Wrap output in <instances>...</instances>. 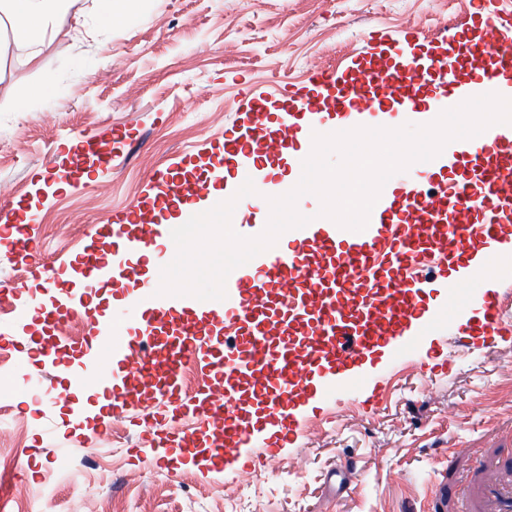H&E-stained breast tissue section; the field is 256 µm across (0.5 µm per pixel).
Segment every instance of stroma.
<instances>
[{
    "instance_id": "1",
    "label": "stroma",
    "mask_w": 512,
    "mask_h": 512,
    "mask_svg": "<svg viewBox=\"0 0 512 512\" xmlns=\"http://www.w3.org/2000/svg\"><path fill=\"white\" fill-rule=\"evenodd\" d=\"M448 25V0H140L128 20L101 26L92 0H78L36 61L0 37V200L34 203L31 260L0 240V357L23 379L40 369L57 387L75 353L33 363L40 336L30 314L32 265L78 252L94 225L140 200L144 183L171 157L218 139L239 121L249 85L302 84L309 71L338 68L373 32ZM107 52H99V43ZM53 78L58 94L39 92ZM127 141L112 170L84 185L40 192V176L83 136ZM421 365L394 376L378 407L339 390L332 414L317 415L248 481L206 471L187 458L156 460L140 398L98 414L78 399L16 390L0 401L13 423L0 452L15 461L0 512H488L489 486H512V347L457 352L446 372L434 336ZM118 432L122 454H107ZM359 475L333 492L325 473L340 462ZM57 490L44 505V485Z\"/></svg>"
}]
</instances>
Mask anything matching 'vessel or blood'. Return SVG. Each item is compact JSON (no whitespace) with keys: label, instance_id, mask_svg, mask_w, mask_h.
<instances>
[{"label":"vessel or blood","instance_id":"b4317fda","mask_svg":"<svg viewBox=\"0 0 512 512\" xmlns=\"http://www.w3.org/2000/svg\"><path fill=\"white\" fill-rule=\"evenodd\" d=\"M511 82L512 0H498L478 24L451 25L435 43H416L411 33H380L342 72L311 71L304 87L274 99L245 91L243 132H231L217 146L204 144L199 153H221L225 168L235 169L242 183L267 157L268 141L297 154L316 133L427 124L438 107L503 92ZM430 165L447 166V181L427 190L410 172L395 174L365 230L352 235L331 221L292 229L294 249L271 248L251 259L248 269L232 271L223 300L160 296L154 285H143L123 315L141 318L158 333L157 345L142 336L104 339V326L91 322L82 352L98 367L87 383L125 404L133 398L119 387L125 378L162 375L160 395L170 400L179 396L182 368L190 362L230 388L258 384L263 395L278 398L273 418L281 425L259 451H252L253 429L238 411L206 406L198 412L207 454L237 474L256 472L292 443L308 422L307 406L334 400L328 381H355L359 396L375 402L389 383V366L416 356L418 337L431 327L422 289L436 284L459 294L463 284L484 279L494 266L489 242L512 241V125L452 141L447 159ZM180 168L176 161L155 173L143 200L97 226L95 239L122 240L139 254L170 238L172 227L156 201L178 202L187 218L199 212V186L180 177ZM0 231L18 251L29 252L32 226L13 209H0ZM313 253L322 254L324 264L312 265ZM66 266L75 279L40 263L33 279L71 303L77 316L78 300L89 288L136 282L131 266L98 262L92 247ZM505 309L503 295L487 292L474 320L455 323L436 341L444 349L464 338L477 349L498 345L512 333Z\"/></svg>","mask_w":512,"mask_h":512}]
</instances>
